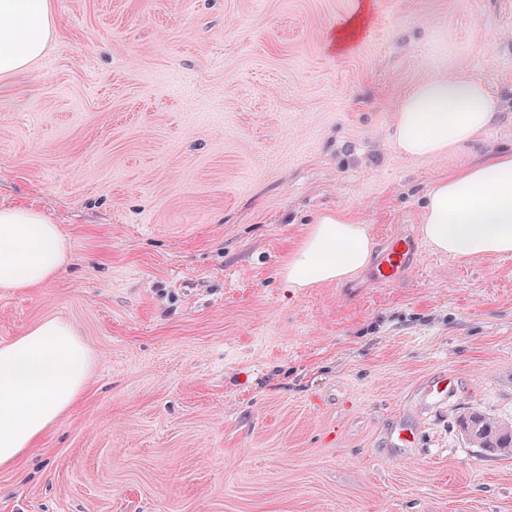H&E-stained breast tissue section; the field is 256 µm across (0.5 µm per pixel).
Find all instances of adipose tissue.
<instances>
[{"mask_svg": "<svg viewBox=\"0 0 512 512\" xmlns=\"http://www.w3.org/2000/svg\"><path fill=\"white\" fill-rule=\"evenodd\" d=\"M56 34L50 0H0V78L27 70ZM496 118L478 82L433 77L414 86L395 116L393 138L403 154H442L469 143ZM423 236L460 258L512 254V152L439 179L423 214ZM68 243L41 211L0 208V288L22 290L51 281ZM365 225L343 212L319 216L282 271L290 287L350 277L370 258ZM90 356L75 328L49 318L0 345V467L14 465L84 390Z\"/></svg>", "mask_w": 512, "mask_h": 512, "instance_id": "adipose-tissue-1", "label": "adipose tissue"}]
</instances>
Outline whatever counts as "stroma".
<instances>
[{
	"label": "stroma",
	"mask_w": 512,
	"mask_h": 512,
	"mask_svg": "<svg viewBox=\"0 0 512 512\" xmlns=\"http://www.w3.org/2000/svg\"><path fill=\"white\" fill-rule=\"evenodd\" d=\"M51 6L43 56L0 79V208L43 212L69 251L48 283L0 289V344L60 318L92 367L0 468V512H512V456L462 430L512 423V255L425 244L394 288L281 276L321 212L377 254L420 234L436 180L512 150V0ZM437 76L480 82L498 119L402 155L396 112Z\"/></svg>",
	"instance_id": "stroma-1"
}]
</instances>
